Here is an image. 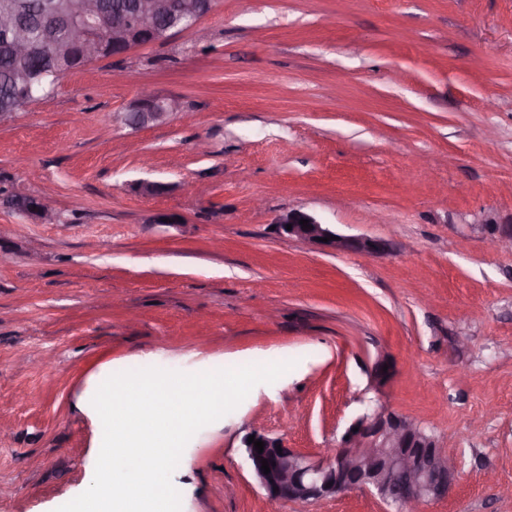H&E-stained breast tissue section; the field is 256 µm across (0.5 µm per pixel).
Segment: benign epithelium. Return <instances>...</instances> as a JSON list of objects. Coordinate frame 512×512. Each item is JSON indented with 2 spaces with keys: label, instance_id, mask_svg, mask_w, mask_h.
<instances>
[{
  "label": "benign epithelium",
  "instance_id": "benign-epithelium-1",
  "mask_svg": "<svg viewBox=\"0 0 512 512\" xmlns=\"http://www.w3.org/2000/svg\"><path fill=\"white\" fill-rule=\"evenodd\" d=\"M206 4L202 0H134L128 10L106 12L97 0H83L76 12H64L49 4L41 15L42 39L29 37L24 5L0 16V36L5 47L16 56L38 55L49 69L59 75L68 72L65 59L71 46L81 49L85 63L105 53L107 40L134 47L165 42L175 30L169 25L173 16L184 21L183 28L193 26L202 16ZM176 105L150 90H143L124 112L112 113V123L131 129L166 122ZM0 206L14 210L39 222L55 223L59 215L47 197L20 192L0 193ZM312 225L302 229L299 220ZM289 238L316 245L325 251H347L369 257L390 255L388 244L368 237L339 236L322 241L336 232L314 216L292 211L277 220ZM292 225L286 229V225ZM393 363L379 359L370 370L377 386L387 384ZM254 439L264 442V451L257 453L254 444L243 440L249 467L264 489L270 503L286 500L314 502L329 500L338 494L366 489L385 503H396L402 512H418L424 501L439 500L448 495L457 477L456 463L438 445L435 437L421 425L390 410L378 399L346 428L335 448L319 456L304 455L288 447L284 439L258 432ZM272 463L264 474L261 460Z\"/></svg>",
  "mask_w": 512,
  "mask_h": 512
}]
</instances>
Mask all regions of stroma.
Masks as SVG:
<instances>
[{
  "label": "stroma",
  "instance_id": "1",
  "mask_svg": "<svg viewBox=\"0 0 512 512\" xmlns=\"http://www.w3.org/2000/svg\"><path fill=\"white\" fill-rule=\"evenodd\" d=\"M144 85L175 113L113 127ZM0 187L63 216L0 207V512L81 494L79 400L150 350L182 372L293 364L187 445L182 512H393L360 489L272 509L242 445L320 454L374 397L458 462L421 512H512V249L488 234L512 225V0H216L0 124ZM294 209L393 251L289 240ZM0 206L14 210L38 222L56 223L59 215L55 212L46 196H33L20 192L3 190L0 193Z\"/></svg>",
  "mask_w": 512,
  "mask_h": 512
}]
</instances>
